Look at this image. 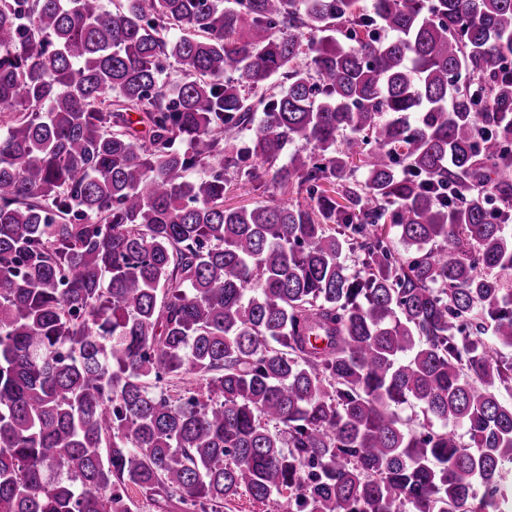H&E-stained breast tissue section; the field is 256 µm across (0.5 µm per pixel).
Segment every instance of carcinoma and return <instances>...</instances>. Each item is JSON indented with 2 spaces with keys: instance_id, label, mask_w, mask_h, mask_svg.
Returning <instances> with one entry per match:
<instances>
[{
  "instance_id": "obj_1",
  "label": "carcinoma",
  "mask_w": 512,
  "mask_h": 512,
  "mask_svg": "<svg viewBox=\"0 0 512 512\" xmlns=\"http://www.w3.org/2000/svg\"><path fill=\"white\" fill-rule=\"evenodd\" d=\"M0 113V512H512V0H0ZM262 170H260V173ZM261 181L265 185L266 192L262 193L261 191L254 192L250 184L242 185V184H234L229 187V190L226 192L224 196V204L226 206H242V205H251L256 202H262L268 200L272 195L277 199H287L288 197L295 198L296 195H282L279 190L273 188L269 177L260 174ZM262 188V190L264 189ZM128 494L138 502V509L133 512H189L186 506L176 502L164 503L160 501L159 504L147 500L141 492L136 488H129Z\"/></svg>"
}]
</instances>
